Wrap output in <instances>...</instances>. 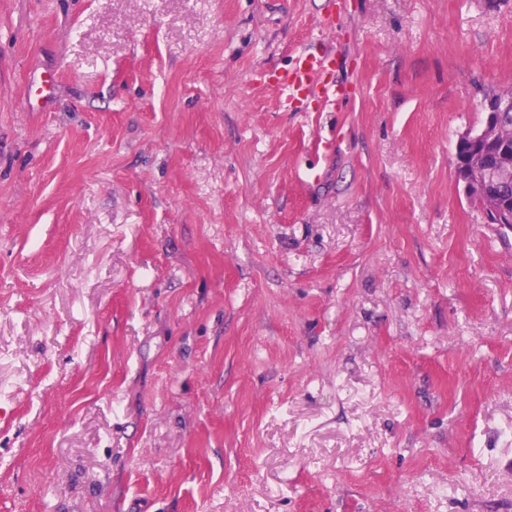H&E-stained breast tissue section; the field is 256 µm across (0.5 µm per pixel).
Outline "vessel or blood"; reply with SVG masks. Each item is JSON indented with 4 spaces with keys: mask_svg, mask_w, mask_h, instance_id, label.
Segmentation results:
<instances>
[{
    "mask_svg": "<svg viewBox=\"0 0 512 512\" xmlns=\"http://www.w3.org/2000/svg\"><path fill=\"white\" fill-rule=\"evenodd\" d=\"M336 66V54L332 48L315 53L306 47L297 53L292 69L285 72L276 86L289 98L318 94L327 99L339 93L333 81Z\"/></svg>",
    "mask_w": 512,
    "mask_h": 512,
    "instance_id": "obj_1",
    "label": "vessel or blood"
}]
</instances>
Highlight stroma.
Segmentation results:
<instances>
[{"mask_svg": "<svg viewBox=\"0 0 512 512\" xmlns=\"http://www.w3.org/2000/svg\"><path fill=\"white\" fill-rule=\"evenodd\" d=\"M509 90L512 0H0V512H512ZM336 66V53L331 47H325L319 53L305 47L297 53L292 69L285 72L276 87L287 99L316 94L329 99L339 94V86L331 78ZM512 108V99H503L498 106L489 109L486 113L484 129L480 138L484 144L482 161L488 171V178L479 183V191L489 200L490 211H486L489 223H495L501 214L499 209V189L512 181V153L505 149H499L498 138L501 132V122L512 127V112H503L501 122L498 112Z\"/></svg>", "mask_w": 512, "mask_h": 512, "instance_id": "stroma-1", "label": "stroma"}]
</instances>
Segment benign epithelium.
I'll return each mask as SVG.
<instances>
[{
    "label": "benign epithelium",
    "instance_id": "benign-epithelium-1",
    "mask_svg": "<svg viewBox=\"0 0 512 512\" xmlns=\"http://www.w3.org/2000/svg\"><path fill=\"white\" fill-rule=\"evenodd\" d=\"M512 108V99H503L498 106L486 113L484 129L480 138L484 144L482 161L488 171V178L479 183V191L489 200L490 211L486 212L489 223L499 219V189L512 181V152L499 147L498 138L501 122L498 113Z\"/></svg>",
    "mask_w": 512,
    "mask_h": 512
}]
</instances>
